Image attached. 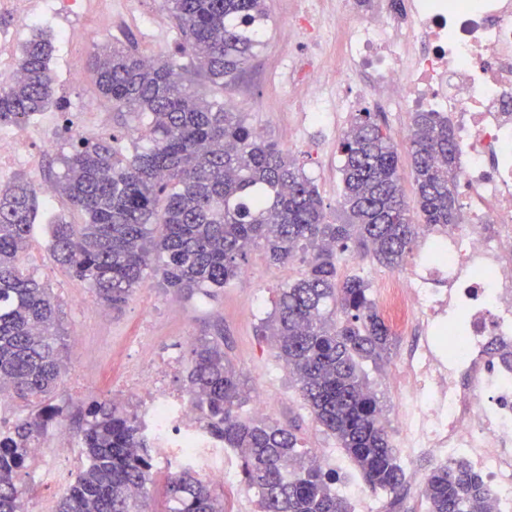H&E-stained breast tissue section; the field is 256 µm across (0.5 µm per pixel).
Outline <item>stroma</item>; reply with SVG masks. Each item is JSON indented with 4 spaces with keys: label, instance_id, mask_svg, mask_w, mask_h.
Returning a JSON list of instances; mask_svg holds the SVG:
<instances>
[{
    "label": "stroma",
    "instance_id": "1",
    "mask_svg": "<svg viewBox=\"0 0 512 512\" xmlns=\"http://www.w3.org/2000/svg\"><path fill=\"white\" fill-rule=\"evenodd\" d=\"M28 7L40 19L26 28L18 27L9 11L0 12V55H20L24 44L37 32L52 36L55 51L50 69L55 102L49 111L55 124L49 127L37 118L28 127L42 130L56 146L41 155L37 170L19 168L16 176L37 187L55 184L65 171V156L76 143L75 138L60 133V126L94 116L101 121L103 136L118 135L124 153L133 154L138 117L113 111L111 102L100 97L93 79L74 85L69 82L68 74L73 69L87 70L98 46L127 42L155 59L177 58L186 72H193L191 57L176 54L180 35L166 0H85L84 11L77 14L45 13L44 0H28ZM267 8L269 20L263 43L231 89H223L203 78L198 86L208 101L225 102L232 111L244 113L247 123L260 129L265 140L295 159L317 185L328 221L337 224L344 219L339 142L351 119L345 115L336 125L310 123L305 119L302 101L289 100L288 64L298 45L297 40L288 36L294 3L267 0ZM371 111L393 141L399 155L405 199L414 203L410 143L398 133L400 123L410 122L411 117L384 111L377 104ZM57 215L67 216L77 224L82 221L80 215L69 212L63 198H56L50 206L39 203L27 253L37 259L32 274L51 288L60 305L66 371L52 402L65 407L70 425H77L80 409L87 399L108 400L123 387L128 350L133 342L148 340L159 356L176 358L178 366L169 385L182 391L186 388L190 349L186 346L173 349V341L180 336H207L220 329L224 332V349L241 375L247 396L241 415L251 416L250 400L263 391L274 399L270 420L297 428L308 456H315L317 448L335 446V439L313 420L292 375L277 358L268 339L257 333L262 320L274 308L278 288L298 279L305 270L303 263L293 261L272 266L263 251L256 248L246 264L250 276L238 277L214 295L176 293L150 278L117 311L92 303V291L55 264L46 223ZM409 340L406 334L394 336L383 360L368 369L371 386L385 413L391 415L397 411L398 403L385 373L399 370L400 355Z\"/></svg>",
    "mask_w": 512,
    "mask_h": 512
}]
</instances>
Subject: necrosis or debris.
<instances>
[{
    "instance_id": "1",
    "label": "necrosis or debris",
    "mask_w": 512,
    "mask_h": 512,
    "mask_svg": "<svg viewBox=\"0 0 512 512\" xmlns=\"http://www.w3.org/2000/svg\"><path fill=\"white\" fill-rule=\"evenodd\" d=\"M335 28L320 22L322 0H295V32L335 42L369 79L358 86L325 55L290 72L313 92L304 109L327 123L374 101L392 112L447 115L458 147L461 220L427 228L417 259L379 283L389 323L416 338L402 359L395 394L406 462L463 455L484 478L491 512H512V365L491 343L512 346V0H408L398 15L385 0H340ZM334 72L339 97L319 92ZM137 348L122 391L141 408L154 447L181 466L221 447L190 397L167 384L176 361L154 365Z\"/></svg>"
}]
</instances>
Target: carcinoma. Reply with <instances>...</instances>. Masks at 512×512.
Instances as JSON below:
<instances>
[{
	"label": "carcinoma",
	"instance_id": "carcinoma-1",
	"mask_svg": "<svg viewBox=\"0 0 512 512\" xmlns=\"http://www.w3.org/2000/svg\"><path fill=\"white\" fill-rule=\"evenodd\" d=\"M195 74L228 87L260 43L266 0H167ZM52 38L23 48L19 77L0 79V127H21L51 101ZM90 68L112 107L146 118L128 157L119 138L73 147L55 191L84 215L55 217L49 248L70 277L121 309L153 273L176 292L211 295L236 279L260 247L279 265L305 255L301 277L279 289L262 322L276 354L296 377L305 406L376 492L393 494L404 469L383 425V406L366 367L392 344L370 285L338 273V254L369 252L400 266L421 227L460 220L457 146L448 119L412 113L411 162L419 222L409 215L399 156L371 113L358 112L340 143L342 208L326 220L317 186L294 160L266 142L240 112L208 102L175 60H147L131 46L95 52ZM37 191L17 178L0 186V392L30 412L0 439V512H25L19 473L32 445L65 409L45 403L63 368L59 305L19 260L37 216ZM188 393L209 432L233 448L257 512H349L332 489L336 472L301 451L293 429L243 417L239 374L224 352V330L190 349ZM83 465L55 512H148L154 449L135 412L107 400L85 409L78 434ZM165 512H229L224 495L190 469L168 477ZM427 512H487L488 487L462 459L436 465L424 487Z\"/></svg>",
	"mask_w": 512,
	"mask_h": 512
}]
</instances>
